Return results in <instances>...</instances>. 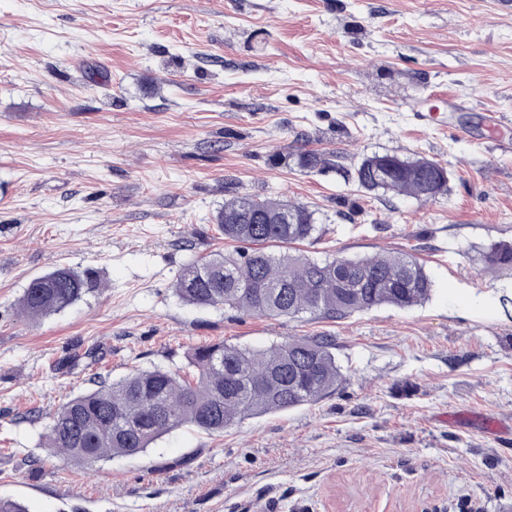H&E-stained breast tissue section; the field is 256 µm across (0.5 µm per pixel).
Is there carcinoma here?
<instances>
[{"instance_id": "1", "label": "carcinoma", "mask_w": 512, "mask_h": 512, "mask_svg": "<svg viewBox=\"0 0 512 512\" xmlns=\"http://www.w3.org/2000/svg\"><path fill=\"white\" fill-rule=\"evenodd\" d=\"M352 178L368 191L433 200L448 193V170L425 157L375 153ZM224 239L247 249L218 253L187 264L174 291L185 304L231 308L270 318L309 313L342 319L379 306L409 309L432 291L425 266L407 253L325 259L276 254L274 246L303 243L319 232L316 212L276 199L242 195L215 215ZM486 269H512V242L492 244ZM93 288L70 267L32 279L18 305L30 319L61 312ZM327 336L293 338L265 350L224 341L193 349L191 383L155 368L113 380L99 373L89 387L55 412L45 446L79 464L143 454L165 434L192 426L221 434L243 420L313 404L342 384Z\"/></svg>"}]
</instances>
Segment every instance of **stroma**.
<instances>
[{
    "label": "stroma",
    "instance_id": "stroma-1",
    "mask_svg": "<svg viewBox=\"0 0 512 512\" xmlns=\"http://www.w3.org/2000/svg\"><path fill=\"white\" fill-rule=\"evenodd\" d=\"M447 110L422 121L435 94ZM512 116L504 0H0V497L28 512H512ZM333 167L306 173L293 156ZM449 172L434 201L368 191L375 153ZM250 194L308 205L298 252H408L411 309L271 319L181 302V269L234 251L214 216ZM100 283L38 320L54 267ZM328 336L345 381L221 435L185 427L136 458L45 446L91 374H192L195 347ZM486 269H512V242L502 241L492 244L485 255Z\"/></svg>",
    "mask_w": 512,
    "mask_h": 512
}]
</instances>
